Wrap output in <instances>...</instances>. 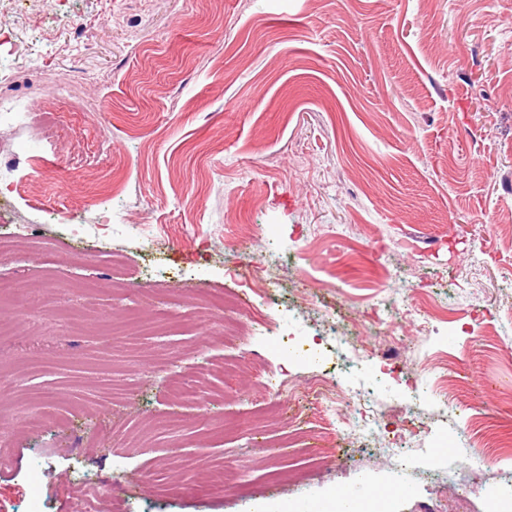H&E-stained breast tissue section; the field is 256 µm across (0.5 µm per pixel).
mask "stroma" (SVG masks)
Here are the masks:
<instances>
[{"instance_id":"35a3bbf8","label":"stroma","mask_w":512,"mask_h":512,"mask_svg":"<svg viewBox=\"0 0 512 512\" xmlns=\"http://www.w3.org/2000/svg\"><path fill=\"white\" fill-rule=\"evenodd\" d=\"M0 31L7 94L91 103L49 113L57 148L0 116V512H70L80 476L93 512L116 485L126 512H284L363 481L407 487L392 512L512 497V0H0ZM335 325L347 383L418 419L404 470L328 430ZM464 438L488 475L460 491L464 452L434 449Z\"/></svg>"}]
</instances>
